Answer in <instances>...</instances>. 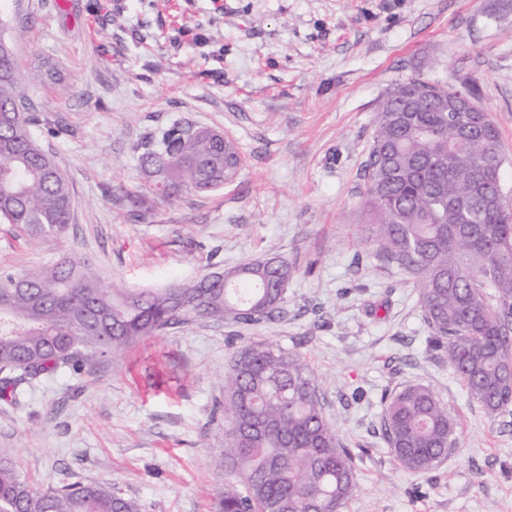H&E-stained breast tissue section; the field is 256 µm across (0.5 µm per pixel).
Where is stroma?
Returning <instances> with one entry per match:
<instances>
[{
  "instance_id": "stroma-1",
  "label": "stroma",
  "mask_w": 512,
  "mask_h": 512,
  "mask_svg": "<svg viewBox=\"0 0 512 512\" xmlns=\"http://www.w3.org/2000/svg\"><path fill=\"white\" fill-rule=\"evenodd\" d=\"M30 87L36 136L67 174L73 215L54 237L0 224V271L70 255L104 284L156 290L277 249L286 312L201 322L0 399V458L43 489L107 481L141 512H214L229 478L224 373L271 343L304 356L352 453L343 512H512V421L469 399L432 350L416 284L371 258L359 209L373 118L416 73L470 88L496 125L512 205V0H0ZM180 122L224 131L244 167L223 189L163 202L139 169L146 135ZM432 388L458 445L428 472L395 464L381 397Z\"/></svg>"
}]
</instances>
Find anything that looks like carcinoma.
Instances as JSON below:
<instances>
[{
	"label": "carcinoma",
	"mask_w": 512,
	"mask_h": 512,
	"mask_svg": "<svg viewBox=\"0 0 512 512\" xmlns=\"http://www.w3.org/2000/svg\"><path fill=\"white\" fill-rule=\"evenodd\" d=\"M0 40V224L55 236L70 223L68 177L36 139L27 88ZM451 88L412 75L375 116L360 205L373 255L420 288L432 347L448 354L469 397L492 419L512 414V209L501 186L499 132L483 109L456 112ZM141 173L170 201L212 192L244 167L237 144L213 128L175 123L138 146ZM293 266L276 252L154 291L101 282L93 263L0 272V397L18 384L92 366L144 337L198 321H269L287 301ZM381 429L394 462L434 469L456 447L454 417L417 384L382 397ZM222 466L237 484L216 512H341L356 488L351 452L323 414L301 354L266 344L236 351L224 373ZM0 512H141L109 483L40 490L0 461Z\"/></svg>",
	"instance_id": "1"
}]
</instances>
